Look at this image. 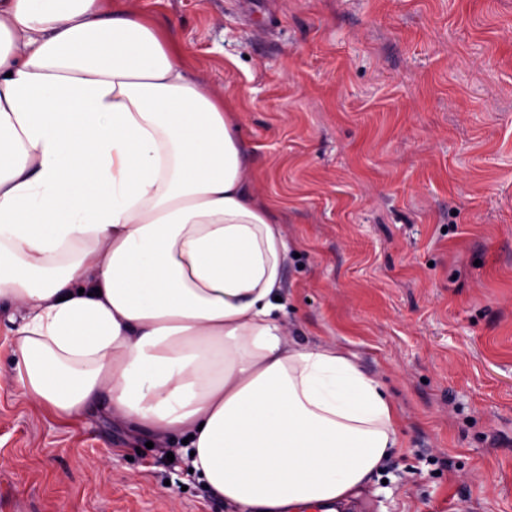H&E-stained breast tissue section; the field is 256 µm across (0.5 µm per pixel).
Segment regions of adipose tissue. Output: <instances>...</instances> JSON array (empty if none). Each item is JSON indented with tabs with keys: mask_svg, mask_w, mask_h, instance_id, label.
I'll return each instance as SVG.
<instances>
[{
	"mask_svg": "<svg viewBox=\"0 0 512 512\" xmlns=\"http://www.w3.org/2000/svg\"><path fill=\"white\" fill-rule=\"evenodd\" d=\"M230 101L130 0H0V383L178 446L235 512H345L400 445L374 378L288 338L282 224Z\"/></svg>",
	"mask_w": 512,
	"mask_h": 512,
	"instance_id": "obj_1",
	"label": "adipose tissue"
}]
</instances>
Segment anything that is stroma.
Instances as JSON below:
<instances>
[{
    "mask_svg": "<svg viewBox=\"0 0 512 512\" xmlns=\"http://www.w3.org/2000/svg\"><path fill=\"white\" fill-rule=\"evenodd\" d=\"M233 98L292 338L386 390L356 512H512V0H132ZM98 413L0 388V512H228Z\"/></svg>",
    "mask_w": 512,
    "mask_h": 512,
    "instance_id": "obj_1",
    "label": "stroma"
}]
</instances>
